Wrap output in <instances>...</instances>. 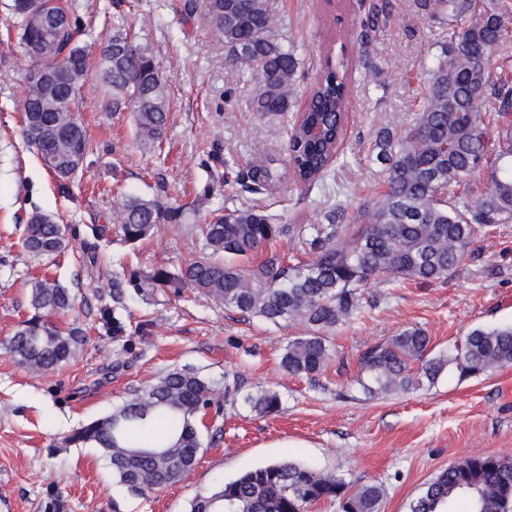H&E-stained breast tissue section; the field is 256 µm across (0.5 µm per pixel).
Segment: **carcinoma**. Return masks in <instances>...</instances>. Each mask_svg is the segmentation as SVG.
Returning <instances> with one entry per match:
<instances>
[{"instance_id":"cac0c4a2","label":"carcinoma","mask_w":512,"mask_h":512,"mask_svg":"<svg viewBox=\"0 0 512 512\" xmlns=\"http://www.w3.org/2000/svg\"><path fill=\"white\" fill-rule=\"evenodd\" d=\"M414 5L446 35L435 43L411 128L385 129L375 137L372 152L383 191L374 200L351 216L328 204L308 224H278L257 205L226 207L203 225L196 256L173 270L131 271L125 281L112 282V300L122 303L127 288H166L176 296L191 288L275 327L302 321L306 331L288 339L281 367L316 378L334 356L329 331L371 303L364 293L369 280L447 281L464 261L476 258V238L512 222V66L504 64L512 57V0ZM10 9L29 72L65 67L52 87L29 84L22 133L67 195L95 152L75 111L88 75V53L77 40L80 17L59 0H11ZM384 11L383 3L370 5L360 20L361 35L379 27ZM204 17L222 32L233 60L256 71L254 111L263 117L290 112L302 61L275 38L269 0H204ZM96 76L112 95L113 108L130 110L140 144L160 143L169 102L149 49L119 31L112 34L100 50ZM350 80L345 62L327 65L285 127L291 175L310 189L323 187L340 159ZM483 172L488 183L480 188L474 178ZM274 178L267 164L236 174L237 184L252 195L266 191ZM180 217V210L157 199L127 195L118 233L136 244ZM73 237L69 225L36 210L27 219L23 247L34 257L57 256ZM277 240L296 245L291 262L275 251L256 260L259 250ZM30 305L34 315L17 327L8 350L18 363L42 373L70 360L84 333L56 322L74 309L70 290L58 281H34ZM100 322L115 338L127 331L108 308L100 311ZM360 364L358 384L368 399L423 390L449 366L462 379L475 377L512 364V325L474 328L446 354L433 352L424 329L407 327L368 348ZM245 403L266 416L277 413L281 401L274 392L259 391ZM212 405L204 379L171 369L68 441L102 448L119 482L144 495L194 469L203 448L202 417ZM384 496L379 483L351 484L288 460L196 496L190 512H307L320 501L338 504L340 512H381ZM459 497L467 498L470 512H512V458L479 455L448 466L425 484L410 512H449Z\"/></svg>"}]
</instances>
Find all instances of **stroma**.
Returning <instances> with one entry per match:
<instances>
[{
    "instance_id": "stroma-1",
    "label": "stroma",
    "mask_w": 512,
    "mask_h": 512,
    "mask_svg": "<svg viewBox=\"0 0 512 512\" xmlns=\"http://www.w3.org/2000/svg\"><path fill=\"white\" fill-rule=\"evenodd\" d=\"M10 2L0 0V512H50L56 496L63 512H189L196 495L288 458L380 483L382 512H409L425 483L448 465L472 455L512 457V364L468 379L450 369L428 389L374 399L357 385L362 353L407 327L425 329L444 352L474 328L512 323V223L480 238L479 260L464 262L451 280L370 281L373 305L331 332L336 356L315 381L280 366L283 347L304 333L303 324L246 319L190 290L180 298L161 289L129 291L122 305L112 301L113 281L125 280L131 268H177L210 213L251 202L224 186L222 168L206 167L211 153L229 159L235 172L276 158L279 177L259 200L285 224L302 223L327 197L356 213L380 192L372 131L409 127L432 46L443 36L437 23L416 14L413 0H387V20L367 45L357 39L356 0H276L275 34L293 42L309 67L299 92L339 55L354 85L343 156L324 188L312 190L288 175L282 121L253 112L256 73L231 60L223 37L203 19L201 0H73L90 58L117 26L150 49L167 81L170 111L160 146L142 149L129 111H113L111 95L88 74L77 113L98 150L67 196L21 131L29 61ZM369 52L379 66L373 77L363 69ZM129 194L159 197L183 216L128 245L115 227ZM35 210L80 228L71 253L28 255L23 230ZM94 225L106 232L88 259L82 244ZM42 277L74 294L64 322L82 328L85 343L67 363L36 374L17 362L8 339L31 317V282ZM112 305L127 323L119 339L99 321L100 310ZM173 368L208 381L223 413L204 430L186 478L137 495L113 476L102 449L68 438ZM258 390L279 394V413L262 416L245 404Z\"/></svg>"
}]
</instances>
